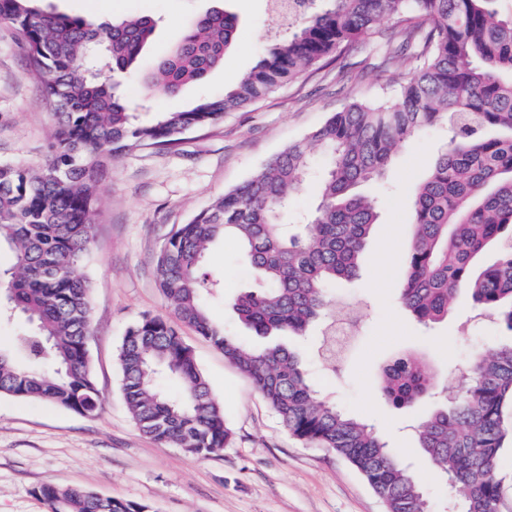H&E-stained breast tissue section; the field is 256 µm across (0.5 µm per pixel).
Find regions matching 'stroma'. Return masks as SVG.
<instances>
[{"instance_id":"1","label":"stroma","mask_w":512,"mask_h":512,"mask_svg":"<svg viewBox=\"0 0 512 512\" xmlns=\"http://www.w3.org/2000/svg\"><path fill=\"white\" fill-rule=\"evenodd\" d=\"M42 6L98 22L135 14L158 19L139 72L115 77L119 93L131 102L146 94V76L198 15L215 6L235 13L237 38L223 66L206 84L156 99L162 111L185 109L236 82L256 64L277 28L268 0H42ZM369 63L363 44L341 49L322 69H304L246 111L190 130L172 146H142L114 161L100 181L95 235L79 268L90 286L88 351L102 408L84 416L0 397V512H47L37 493L46 483L88 488L145 505L148 512H385L348 461L292 436L251 381L193 328L181 327L180 334L232 431L228 445L215 455L197 458L143 435L128 413L116 366L133 322L144 314L172 315L157 281L155 257L177 226L306 137L348 99L371 101L392 92L391 74L372 70ZM53 128L54 116L27 67L22 42L12 26L0 22V164H44ZM447 141V130H423L402 147L386 178L367 188L378 200L379 219L370 232L366 261L351 281L328 291L330 300L351 304L360 316L346 357L328 366L316 356L314 343L300 348L323 394L373 426L412 466L433 512H446L450 489L421 454L414 432L432 404L394 407L380 392L381 370L396 358L414 356L453 397L457 365L512 341V332L475 317L467 296L431 328L410 318L398 299L414 190ZM206 269L214 282L204 296L212 319L229 335L245 337L230 302L251 285L253 273L237 241L217 242Z\"/></svg>"}]
</instances>
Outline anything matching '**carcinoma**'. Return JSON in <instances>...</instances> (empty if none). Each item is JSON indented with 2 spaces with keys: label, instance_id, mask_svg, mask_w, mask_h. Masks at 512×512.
Here are the masks:
<instances>
[{
  "label": "carcinoma",
  "instance_id": "1",
  "mask_svg": "<svg viewBox=\"0 0 512 512\" xmlns=\"http://www.w3.org/2000/svg\"><path fill=\"white\" fill-rule=\"evenodd\" d=\"M495 2L323 0L235 86L187 110L158 112L157 97L202 83L224 64L237 37L234 14L213 10L197 18L147 76L149 105L138 109L118 94L113 75L135 69L155 34L153 17L97 24L45 10L39 0H0V21L23 40L56 118L47 163L0 164V245L14 257L0 269V293L5 320L24 321L9 349H0V396L80 414L101 409L87 348L89 283L77 269L93 239L104 168L138 146L172 144L192 128L255 105L391 17L395 25L381 38L376 68L410 64L398 89L331 113L307 138L179 225L156 255V273L177 321L223 351L293 436L349 461L385 512H430L414 472L371 426L322 397L296 350L251 346L212 320L203 263L219 239L240 244L257 284L231 306L257 336H304L320 320L331 321L327 290L355 276L379 218L378 202L354 189L382 179L398 148L422 129L446 124L448 143L412 200L400 301L416 320L436 323L465 289L474 309L512 331V14H498ZM141 111L154 117L142 121ZM312 143L327 157L318 198L308 223L285 224L280 216L309 173ZM488 247L497 250L496 260L476 268ZM117 366L142 434L198 457L227 445L223 409L171 321L142 316L127 330ZM162 377L176 381L180 393L164 392ZM460 379L457 397L418 421L416 435L453 491L449 512H492L502 491L499 458L512 443V344L476 354ZM381 392L397 408L441 394L408 356L382 369ZM38 493L48 512H147L79 487L45 483Z\"/></svg>",
  "mask_w": 512,
  "mask_h": 512
}]
</instances>
